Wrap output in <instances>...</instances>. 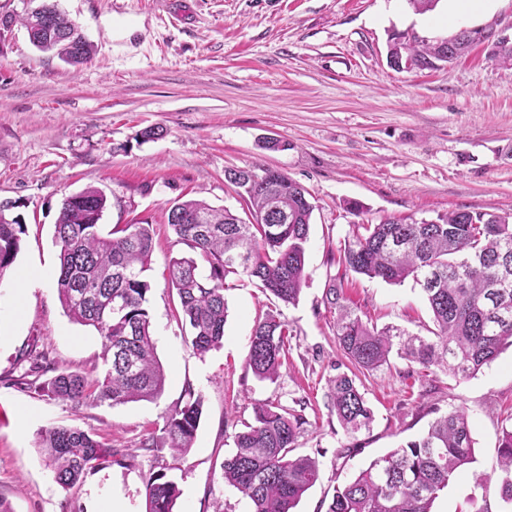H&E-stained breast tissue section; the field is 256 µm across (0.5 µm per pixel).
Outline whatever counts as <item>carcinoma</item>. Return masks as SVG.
<instances>
[{
    "label": "carcinoma",
    "mask_w": 512,
    "mask_h": 512,
    "mask_svg": "<svg viewBox=\"0 0 512 512\" xmlns=\"http://www.w3.org/2000/svg\"><path fill=\"white\" fill-rule=\"evenodd\" d=\"M29 42L54 52L67 63L87 62L93 45L58 11L53 24L75 35V44L35 36L36 16L22 18ZM394 33L388 53L420 69L441 60L443 40L416 45ZM493 57L512 65V42L490 44ZM225 180L238 189L251 220L203 200L175 203L168 227L182 250L168 259L166 282L178 295L191 331V345L200 355L223 346L228 305L224 292L229 275L245 276L262 293L285 305L298 302L306 282V244L313 206L308 190L280 171L230 168ZM107 196L87 187L63 198L54 225L60 247L55 272L59 301L69 319L93 328L101 339L102 369L95 374L58 370L36 345L20 354L29 372L52 376L36 386L42 394L74 409L88 404L119 405L154 401L164 391L166 373L157 356L148 295L154 228L151 224H116L103 232L84 219L103 216ZM338 263L353 272L388 284L411 279L421 287L433 314L434 337L413 336L393 326L365 321L347 304L343 282L328 289L327 304L336 310L335 336L351 373L328 380L331 408L344 433L353 437L370 430L372 410L357 386L358 375L390 364L397 356L421 369L439 366L458 378L475 376L512 347V222L509 217L458 209L435 220L405 223L389 217L360 224ZM24 220L15 205L0 201V280L12 270L20 249ZM291 330L281 310L268 307L259 315L249 338L245 368L260 381H274L288 352ZM187 400L164 416V443L179 451L192 447L202 415V398L188 388ZM306 424L294 409L269 400L254 404V422L234 435V450L221 465L224 483L238 490L252 512H294L320 478L319 463L292 454ZM36 447L43 449L56 482L64 488L126 455L72 427L42 430ZM475 462L467 408L455 406L436 418L427 432L380 456L335 490L327 512H431L434 501L456 476ZM500 498L512 506V412L502 419L498 471L476 476L468 497L472 512L476 490L492 480ZM181 491L151 475L145 482V512H173Z\"/></svg>",
    "instance_id": "carcinoma-1"
}]
</instances>
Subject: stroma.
<instances>
[{
	"mask_svg": "<svg viewBox=\"0 0 512 512\" xmlns=\"http://www.w3.org/2000/svg\"><path fill=\"white\" fill-rule=\"evenodd\" d=\"M93 44L73 67L33 48L20 23L29 0H0L12 17L0 35V200L20 202L26 232L15 271L44 269L29 285L26 316H12L13 279L0 283V499L13 512H97L114 497L125 512H145L144 484L165 473L181 491L176 512H251L221 477L233 437L253 420V404L275 400L301 410L297 454L316 458L320 480L296 512H326L337 486L391 449L423 435L451 407L471 416L475 458L434 502L457 512L472 474L495 467L502 417L512 410V348L466 380L392 358L361 377L374 412L370 431L349 438L327 406L328 380L345 359L336 345V312L325 302L344 275L358 314L420 336L433 328L418 285H389L343 274L337 259L358 225L386 217L434 220L466 208L512 213V66L475 45L451 64L396 69L391 33L433 41L460 28L497 25L512 36V0H492L478 15H449L448 0L418 13L409 0H58ZM162 128V137L141 133ZM269 139L280 149L264 148ZM275 168L302 184L314 210L307 282L282 313L293 334L273 381L244 367L266 296L245 279L225 293L223 347L198 355L165 282L174 250L167 214L198 198L243 213L226 169ZM105 191L102 224H153L149 312L167 374L162 396L72 409L18 384L29 368L19 355L38 344L58 369L92 372L101 361L93 329L72 323L58 299L53 233L66 195ZM359 211H351V203ZM203 399L192 448L151 447L164 414L186 388ZM51 426L77 427L129 454L131 463L88 474L66 490L35 441Z\"/></svg>",
	"mask_w": 512,
	"mask_h": 512,
	"instance_id": "obj_1",
	"label": "stroma"
}]
</instances>
